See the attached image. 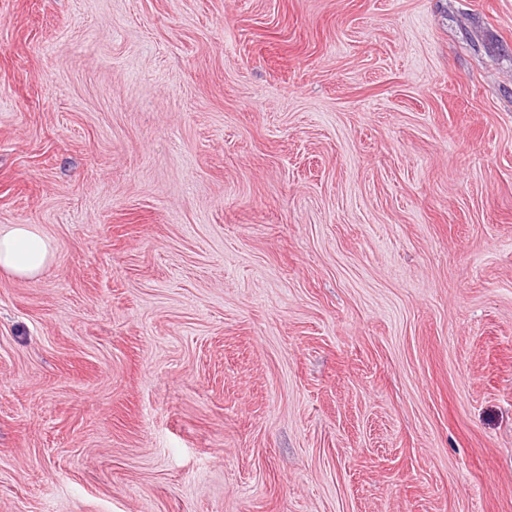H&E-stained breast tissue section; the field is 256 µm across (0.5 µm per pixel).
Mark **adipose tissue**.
<instances>
[{"instance_id":"ef3b65f1","label":"adipose tissue","mask_w":512,"mask_h":512,"mask_svg":"<svg viewBox=\"0 0 512 512\" xmlns=\"http://www.w3.org/2000/svg\"><path fill=\"white\" fill-rule=\"evenodd\" d=\"M51 240L32 224L0 225V271L22 280L37 279L51 264Z\"/></svg>"}]
</instances>
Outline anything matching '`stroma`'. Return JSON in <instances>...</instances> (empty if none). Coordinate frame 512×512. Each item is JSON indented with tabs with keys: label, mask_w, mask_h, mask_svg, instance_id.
<instances>
[{
	"label": "stroma",
	"mask_w": 512,
	"mask_h": 512,
	"mask_svg": "<svg viewBox=\"0 0 512 512\" xmlns=\"http://www.w3.org/2000/svg\"><path fill=\"white\" fill-rule=\"evenodd\" d=\"M0 512H512V0H0ZM51 240L34 224L0 225V271L17 279L36 280L51 264Z\"/></svg>",
	"instance_id": "stroma-1"
}]
</instances>
